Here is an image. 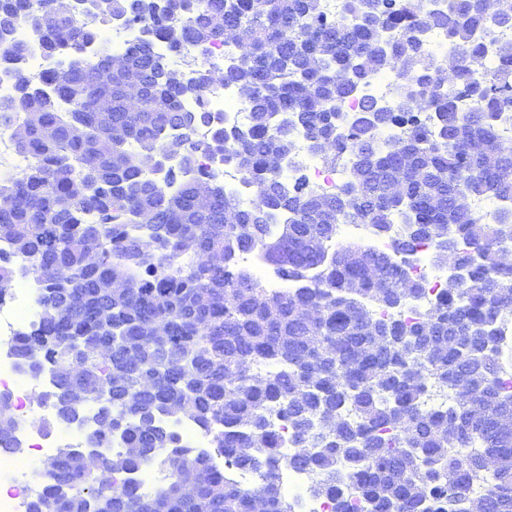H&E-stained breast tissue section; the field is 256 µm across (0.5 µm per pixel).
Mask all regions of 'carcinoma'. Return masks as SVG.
Returning <instances> with one entry per match:
<instances>
[{"label": "carcinoma", "mask_w": 512, "mask_h": 512, "mask_svg": "<svg viewBox=\"0 0 512 512\" xmlns=\"http://www.w3.org/2000/svg\"><path fill=\"white\" fill-rule=\"evenodd\" d=\"M60 11L55 0H0V52L18 61L24 22L46 54L67 59L40 77L17 74L0 102V128L23 127L13 143L27 158L15 178L0 180V299L20 266L42 284L38 319L13 343L19 369L38 375L53 364L57 391L43 394L48 424L79 426L112 415V433L90 441L121 448L78 466L73 479L56 470L61 448L45 463L50 484L29 512H295L274 468L308 471L317 497L335 512H512V390L499 351V323L512 314V209L489 224L455 197L512 201V164L499 133L512 111V5L499 0H85ZM117 17L168 40L174 55L201 59L212 44L235 49L221 82L246 101L249 125L233 135L194 86L140 39L109 72L100 29ZM446 31L457 63L426 49L421 32ZM482 29L497 43L499 67L479 68ZM396 69L402 80L379 124L376 104L362 101L343 128L341 109L359 86ZM142 82L132 102L127 82ZM196 100L186 110L181 102ZM400 125L389 143L380 131ZM333 139L320 155L334 167L350 160L344 184L353 212L336 214V194L282 174L295 141ZM175 157L164 173L148 155ZM224 158L256 192L246 206L224 193L201 165ZM468 172L464 186L453 180ZM197 186L216 207L199 213ZM274 214L285 216L277 232ZM367 224L395 234V252L337 242L338 225ZM435 265L468 266V280L448 284L418 317H383L426 292L403 273L420 245ZM298 284L274 290L239 256ZM201 254L220 262L203 265ZM73 275L56 286L53 269ZM321 311L311 320L309 309ZM450 394L448 408L421 406L426 383ZM188 415L224 449V470L184 449L163 419ZM14 415L0 421V452L22 453ZM293 454L283 457V440ZM164 473L151 492L116 487V474L145 466ZM230 469L261 476L252 492ZM200 480L185 492L180 475ZM474 481L486 484L479 495Z\"/></svg>", "instance_id": "carcinoma-1"}]
</instances>
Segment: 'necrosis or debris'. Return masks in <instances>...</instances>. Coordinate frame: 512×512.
Wrapping results in <instances>:
<instances>
[{
  "mask_svg": "<svg viewBox=\"0 0 512 512\" xmlns=\"http://www.w3.org/2000/svg\"><path fill=\"white\" fill-rule=\"evenodd\" d=\"M15 36L28 45L29 51L20 61L0 55V101L9 99L14 93L12 73L15 69H24L35 77L53 64L27 25H20ZM205 95L211 111L223 120L226 127L240 128L247 125L248 106L236 87L216 83L206 88ZM298 170L303 172L310 186L333 191L345 181L348 166L342 163L328 168L318 157L307 154L300 166H287L285 173L291 176ZM38 293V286L26 280L12 288L5 301L0 302V392L9 393L14 402L15 415L21 424L22 441L26 448L22 456L9 454L0 457V512H29L31 500L43 488L40 481V459L52 454L57 446L56 440L41 428V420L49 408L32 394L37 384L44 389H51L52 374L46 370L39 379H32L17 368L11 348L14 338L28 331L33 321ZM277 479L281 488L292 494L297 512H333L332 500L309 495L311 473L283 468L279 470Z\"/></svg>",
  "mask_w": 512,
  "mask_h": 512,
  "instance_id": "obj_1",
  "label": "necrosis or debris"
}]
</instances>
